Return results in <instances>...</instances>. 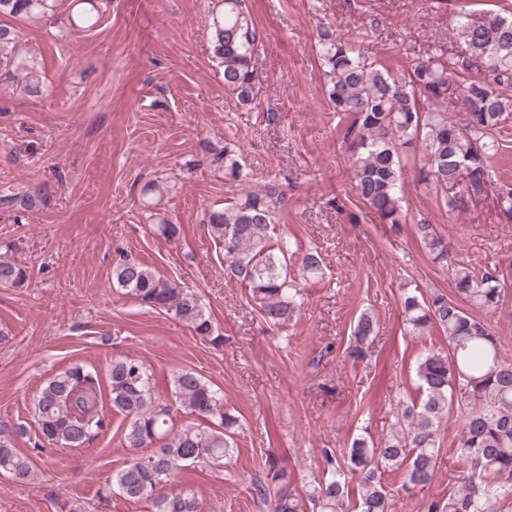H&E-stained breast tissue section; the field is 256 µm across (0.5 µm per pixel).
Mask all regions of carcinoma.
Here are the masks:
<instances>
[{"label": "carcinoma", "mask_w": 512, "mask_h": 512, "mask_svg": "<svg viewBox=\"0 0 512 512\" xmlns=\"http://www.w3.org/2000/svg\"><path fill=\"white\" fill-rule=\"evenodd\" d=\"M106 0H0V15L31 21L66 18L73 28L90 30L104 13ZM208 31L212 58L220 68L224 89L238 104H256L258 75L254 59L262 40L246 0H210ZM324 93L331 108L352 118L343 138L350 151L353 190L372 213L398 232L403 220L401 175L418 145L426 151L419 179L441 193L453 211L460 200L448 190L465 182L469 194L494 188L500 213L512 221V183L492 184L491 159L499 153L496 137L512 115V17L464 12L456 38L469 56H450L442 48L394 75L343 40L330 26L317 30ZM481 60L493 84L473 78L470 70ZM0 83L19 85L30 95L43 84L35 57L20 42L19 32L0 25ZM463 110L448 118V102ZM224 176L243 177L241 159L224 146ZM283 206L276 182L263 191H248L206 213L213 238L224 247V270L249 294L263 320L277 329L292 321L302 304L301 288L288 277L292 243L275 233ZM155 232L174 239L180 227L156 216ZM420 243L437 263L448 264V238L433 224H416ZM324 258L311 250L301 258L306 275L322 270ZM457 299L443 293L427 297L407 291L403 309L410 330L418 335L434 326L447 338V349L429 350L417 363L419 396L402 404L393 430L379 443L357 437L346 458L323 450L321 477L299 496L288 473L267 461L266 481L256 486L260 499L270 500L271 512H349L350 480L357 477V512H388L390 492L384 474L405 470L400 490L408 494L431 483L436 475L442 423L454 407L464 411L456 454L466 474L448 494L427 504V512H505L512 501V355L493 326L459 304L493 312L507 298L506 275L499 266L472 268L453 263ZM28 279L21 264L0 255V285L20 287ZM112 279L141 305L172 313L195 335L213 343L210 315L197 293L164 279L146 264L124 256L113 267ZM379 324L368 312L354 327L356 350L362 352L377 336ZM176 400L197 421L179 431L170 426L171 408L156 402L152 374L131 357L112 361L109 395L112 407L129 423L125 440L136 451L117 472L113 484L128 501L149 500L153 512H201L195 494L158 493L178 470L198 463L224 466L236 420L224 415V399L194 372L175 376ZM102 389L96 371L82 365L49 378L36 396L37 434L43 446L57 450L80 448L106 427ZM20 424L0 422V470L15 478L31 476L30 458L17 452L14 441Z\"/></svg>", "instance_id": "cac0c4a2"}]
</instances>
